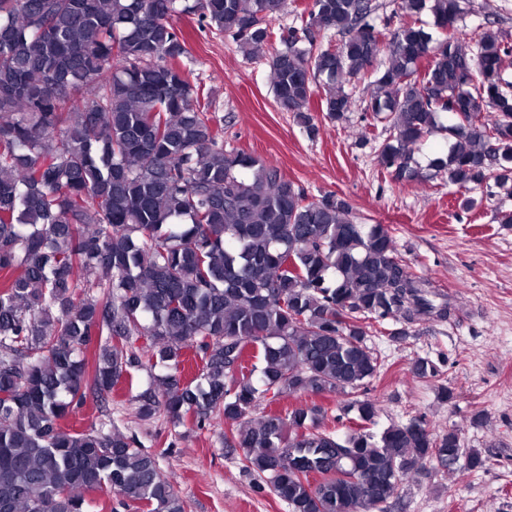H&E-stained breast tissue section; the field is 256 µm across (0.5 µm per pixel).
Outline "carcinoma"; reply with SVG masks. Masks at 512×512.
I'll return each mask as SVG.
<instances>
[{"instance_id":"obj_1","label":"carcinoma","mask_w":512,"mask_h":512,"mask_svg":"<svg viewBox=\"0 0 512 512\" xmlns=\"http://www.w3.org/2000/svg\"><path fill=\"white\" fill-rule=\"evenodd\" d=\"M285 5L0 0V512H93L86 495L104 490L111 512H185L134 438L62 426L88 388L104 396L156 367L166 373L133 397L137 414L224 416L225 443L289 512H388L430 464L485 465L459 430L437 435L420 417L369 431L378 407L361 390L380 362L368 338L390 321L404 340L450 307L384 225L224 146L172 16L197 13L246 55L267 52L277 105L311 134L313 97L338 122L353 106L344 80L372 77L365 111L388 124L381 168L422 183L415 153L443 129L448 151L429 166L465 192L512 189V46L490 30L457 36L460 0H400L395 26L376 22L373 0H312L301 26L277 33ZM326 31L339 47L316 45ZM302 394L344 396L333 421L354 411L361 424L340 434L315 404L246 419Z\"/></svg>"}]
</instances>
